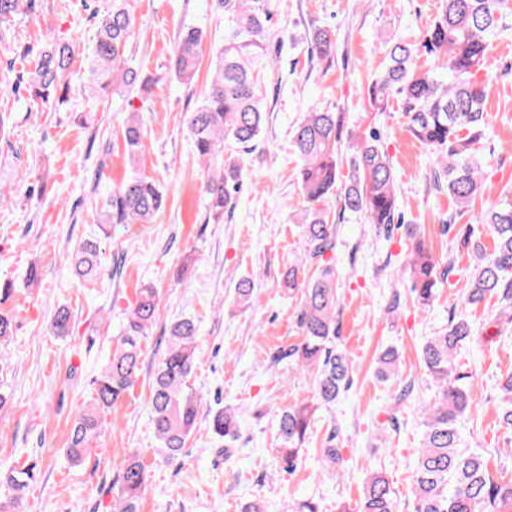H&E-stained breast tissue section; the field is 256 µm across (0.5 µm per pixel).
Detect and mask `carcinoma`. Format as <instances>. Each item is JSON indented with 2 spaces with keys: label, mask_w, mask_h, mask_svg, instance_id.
Returning <instances> with one entry per match:
<instances>
[{
  "label": "carcinoma",
  "mask_w": 512,
  "mask_h": 512,
  "mask_svg": "<svg viewBox=\"0 0 512 512\" xmlns=\"http://www.w3.org/2000/svg\"><path fill=\"white\" fill-rule=\"evenodd\" d=\"M217 9L231 24V32L212 60L208 92L202 103L185 113V124L193 151L215 165L203 182L202 192L209 208L222 214L235 205L243 180V165L237 155L224 156L228 144L245 152L258 140L264 124L256 58L261 54L270 20L269 0H215ZM512 32V0H441L436 18L416 44L396 43L385 52V70L368 88L369 101L379 112L386 111L390 96L398 98L411 135L432 155L435 186L448 189V196L461 209H469L484 194L478 144L486 135V103L492 79L479 80L485 70L490 41ZM136 37L128 0H112V8L99 21L97 37L88 55V84L92 91L105 92L119 86L128 96L144 98L154 82L129 66L126 49ZM202 33L189 28L175 47L171 69L183 84L193 81L199 67ZM331 34L319 29L312 38V53L319 58L332 55ZM78 46L72 40L52 38L39 52L35 68L24 85L33 100L47 102L58 90H70V67ZM426 57L427 66L418 64ZM144 135L140 119L131 116L124 129L129 157L141 150ZM292 140L302 164L297 178L301 190V224L307 250L288 267L283 276L289 294L301 295L297 314L300 340L286 357L312 371L316 405L295 404L277 419L279 462L283 471L298 465L302 446L310 434L312 418L319 406L331 408L351 383L354 367L337 349L339 299L336 268L326 254L335 249L337 225L325 207L329 195L342 180L341 137L334 112L317 108L306 113L295 127ZM351 170L344 183L341 212L363 216L369 224L390 232L399 220L393 167L371 130L352 146ZM163 192L150 177L136 171L113 189L102 212L106 224H147L162 208ZM477 223L493 239L487 250L475 237L470 224L461 227L462 243L472 248L474 265L463 301L477 306L492 298L498 312L488 320L501 337L512 331V201L505 198L481 212ZM410 240L406 269L410 292L422 309L432 307L439 281L450 274L426 245L415 224L405 226ZM73 274L84 282L99 280L105 266L97 243L82 242L72 253ZM238 302L251 307L256 302L255 286L242 279L236 287ZM159 290L149 285L140 289L131 306L117 346L95 379L94 394L76 414L69 437V456L78 460L101 437L106 413L139 378L144 357L141 339L155 323L160 307ZM15 317L0 308V342L13 336ZM71 313L57 310L48 330L67 336ZM475 339V330L464 314H453L436 335L420 349V360L436 388L434 401L421 406L423 427L412 472L413 512H500L512 504V480L494 478L488 458L477 448L464 446L462 426L478 414L471 395L474 375L455 363L461 347ZM199 353V327L190 317L171 323L164 350L153 365L150 419L161 450L169 460L183 456L187 439L200 415L201 399L190 386ZM398 351L385 348L378 357L379 375L387 379L397 373ZM497 414L512 429V371L499 384ZM215 434L230 448L239 433L235 410L225 407L212 413ZM36 465L0 471V512H22L26 491L36 479ZM118 503L115 512H138L147 487L146 470L138 455L125 457L118 468ZM362 512H397L389 480L374 470L364 485Z\"/></svg>",
  "instance_id": "carcinoma-1"
}]
</instances>
